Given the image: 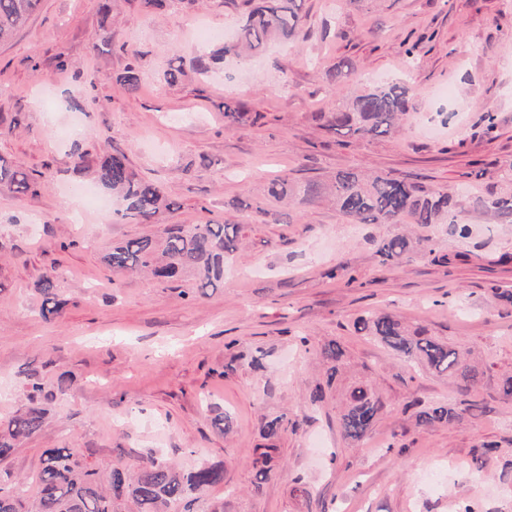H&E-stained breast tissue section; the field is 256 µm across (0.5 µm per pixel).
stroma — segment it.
Returning a JSON list of instances; mask_svg holds the SVG:
<instances>
[{"instance_id": "stroma-1", "label": "stroma", "mask_w": 512, "mask_h": 512, "mask_svg": "<svg viewBox=\"0 0 512 512\" xmlns=\"http://www.w3.org/2000/svg\"><path fill=\"white\" fill-rule=\"evenodd\" d=\"M98 3L40 0L0 43V158L46 177L25 197L0 185V422L25 409L35 382L48 410L42 431L0 462V481L32 474L43 449L68 446L104 470H137L153 453L182 468L223 463L203 512H512V400L496 387L512 370V304L495 295L512 290V212L483 208L512 196V0H305V38L251 61L220 58L243 0H164L150 13L113 0L108 45ZM196 21L217 33L207 76L194 65ZM343 61L354 79L329 89L324 74ZM130 66L134 93L116 81ZM172 69L176 81L165 82ZM378 79L414 87L401 130L339 144L325 113ZM76 87L79 111L67 105ZM227 99L251 123L225 125L217 105ZM116 151L176 209L153 224L95 210L71 223L73 188L93 184L91 164ZM346 169L448 192L467 237L448 224H354L326 200L272 202L276 223L235 211L281 173L326 185ZM233 215L242 244L220 288L200 293L193 276L165 283L103 260L117 241ZM402 234L409 260L381 266L378 242ZM51 270L66 306L48 322L38 284ZM372 310L468 351L486 371L482 409L416 427L413 403L452 405L458 395L447 376L410 369L356 333ZM332 342L345 351L347 381L369 379L384 401L354 446L339 392L316 409L308 402L325 373L319 351ZM62 377L71 383L63 395ZM283 413L274 467L254 490L249 459L267 445L262 424ZM224 414L226 433L213 425ZM438 459L448 475L429 480Z\"/></svg>"}]
</instances>
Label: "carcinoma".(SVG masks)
Here are the masks:
<instances>
[{"instance_id":"1","label":"carcinoma","mask_w":512,"mask_h":512,"mask_svg":"<svg viewBox=\"0 0 512 512\" xmlns=\"http://www.w3.org/2000/svg\"><path fill=\"white\" fill-rule=\"evenodd\" d=\"M39 0H0V42L12 37L35 11ZM304 0H245L233 40L224 45V55L247 59L259 55L274 41L293 42L305 29ZM353 77L348 63L328 71L329 83L340 87ZM414 96L408 82L391 81L355 95L346 107L328 113L325 125L350 140L393 135L408 112ZM229 125L245 124L247 113L231 101L218 105ZM96 177L101 186L120 199L121 218L135 224H152L159 214L174 203L161 189L137 178L130 170L126 156L111 153L96 164ZM43 174L30 173L17 164L0 158V184L9 186L18 195L37 190ZM331 195L336 209L356 224H450L461 236L468 227L458 222L456 202L446 193H429L421 186L388 175H365L347 169L336 173L328 187L309 182L303 188V200L319 198L323 191ZM291 191L288 175L271 180L264 195L276 200L288 197ZM241 224L227 219L220 224H196L189 228L171 229L163 243L150 237L124 240L112 246L106 256L115 270L147 272L151 276L174 281L191 270L196 273L197 288H215L224 280V259L235 253L241 244ZM412 250L409 238L403 235L381 240L376 256L383 266L404 262ZM56 274L51 272L40 281V315L47 321L58 318L65 306L57 288ZM355 330L372 336L395 353L444 373L461 394L458 404H432L415 415L421 428L460 422L479 408L472 393L482 383L486 371L469 362L465 353L431 336L411 333L395 315L370 312L355 323ZM328 365L325 383L317 384L309 394V402L324 401L333 381L344 368V350L338 343L321 349ZM41 385L34 383L28 394L29 405L21 413L0 425V461L13 453L16 441L39 432L47 410L39 401ZM383 402L368 381L353 385L345 395L340 411V425L346 439L361 441L373 428ZM288 430L284 414L265 420L263 435L278 438ZM275 448H258L250 464L257 475L272 470ZM26 482L35 488L29 508H24L22 490L0 485V512H196L194 506L213 486L224 482V465L208 464L190 471L162 456L150 455L134 474L114 467L107 474L84 460L78 448H46L40 466Z\"/></svg>"}]
</instances>
